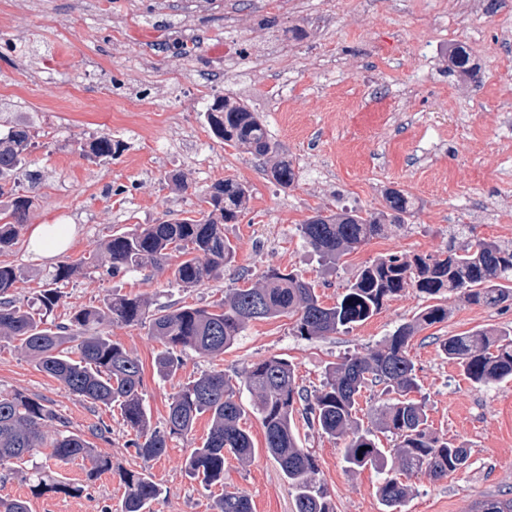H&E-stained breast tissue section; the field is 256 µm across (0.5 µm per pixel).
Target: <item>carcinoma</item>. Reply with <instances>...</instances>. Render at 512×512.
<instances>
[{"label": "carcinoma", "instance_id": "1", "mask_svg": "<svg viewBox=\"0 0 512 512\" xmlns=\"http://www.w3.org/2000/svg\"><path fill=\"white\" fill-rule=\"evenodd\" d=\"M205 117L212 133L230 146L255 157L274 159L268 173L288 188L295 172L288 154L273 142L259 114L247 104L217 95ZM32 146L28 129L12 126L0 131V253L10 250L26 224L33 199L20 193L18 174ZM88 159L112 156V138L99 136L81 146ZM247 188L232 179L214 183L206 192L207 209L200 218H183L166 224H147L115 232L101 245L108 270H163L170 253L182 260L171 268L175 281L193 288L224 277L232 252L224 240V225L235 222L245 210ZM382 210L363 213L342 208L336 213H316L301 225L306 242L325 264L336 266L341 256L381 235L386 225L402 224L413 202L392 190L385 194ZM23 271L0 264V339L16 344L47 375L70 393L92 404L116 406L136 434L131 442L144 461L161 457L173 437H187L196 420L208 415L210 426L202 444L185 461L186 474L206 487L224 483V461L232 455L245 464L255 448L241 425L244 410L238 402L240 387L253 397V409L265 433L267 453L277 462L294 493L296 512H334L327 491L316 481V456L300 445L296 417L333 438L345 441L343 459L356 471L373 467L386 471L377 487L385 512H400L412 493L407 479L425 474L441 480L464 467L470 451L437 434L428 423L422 403L410 397L418 390L416 366L409 345L416 333L448 319V307L426 306L411 321L399 326L375 347L356 352L331 364L322 388L310 394L297 382L295 367L284 358L270 356L232 379L213 369L183 384L168 403L164 429L151 426L142 393L140 360L112 337L101 333L106 323L146 325L159 341L154 365L159 376L173 378L182 367L181 354L193 351L217 357L230 349L246 324L281 316L294 319L296 332L315 339L347 333L378 314L392 297L414 288L429 296L441 291L462 293L470 304L488 308L512 304V244L477 238L468 224H457L449 233L448 249L411 258L389 255L366 266L336 303L326 306L316 288L292 272L272 269L263 281L249 288H229L213 308L163 306L150 308L139 297L114 296L101 307L75 309L59 323L50 320L60 306L57 288H44L21 304L13 290ZM440 348L473 383L492 384L512 378V328L479 329L443 340ZM387 395L369 423L360 418L358 399L373 386ZM56 424L53 437L45 428ZM395 437L391 456L377 446L374 431ZM366 451H360V448ZM38 448L51 449L59 461L89 457L92 472L109 469L106 458L96 454L81 433L67 429V422L44 399L22 392L0 395V466L20 461ZM123 512H146L163 489L151 476L127 470ZM55 490L78 495L82 487L35 474L32 491ZM217 512H251L249 497L226 491L215 502ZM475 512H512V498L477 503Z\"/></svg>", "mask_w": 512, "mask_h": 512}]
</instances>
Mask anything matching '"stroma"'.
<instances>
[{"label": "stroma", "instance_id": "35a3bbf8", "mask_svg": "<svg viewBox=\"0 0 512 512\" xmlns=\"http://www.w3.org/2000/svg\"><path fill=\"white\" fill-rule=\"evenodd\" d=\"M458 46L474 79L451 69ZM216 94L260 113L293 164L290 188L211 133L204 111ZM17 124L33 137L20 187L34 199L17 244L0 254V262L26 271L17 301L48 283L60 263L97 252L112 233L197 215L208 188L230 178L250 197L237 222L224 227L233 259L223 278L185 288L167 271L111 275L81 266L61 283L55 317L115 295L142 296L156 308L208 306L274 268L311 282L330 306L378 258L445 251L453 225L512 242V0H481L475 10L465 0H0V130ZM462 124L473 130L464 140ZM105 134L118 141L116 153L84 158L81 145ZM177 173L187 190H173ZM390 190L412 200V217L327 268L301 224L343 206L383 209ZM36 224L73 225L68 248L50 259L31 253ZM431 303L411 288L350 333L312 340L295 332L292 319L253 320L219 358L184 353L171 379L155 372L160 345L147 328L115 322L102 330L142 363L147 414L161 429L171 395L201 373L218 367L234 376L279 356L313 391L329 364L375 346ZM446 303L447 320L410 343L419 380L413 397L433 430L465 444L470 458L448 478H411L402 512H474L482 500L512 498V379L471 383L439 349L450 336L512 326V306L489 309L456 294ZM17 391L50 402L73 432L107 424L108 440L94 445L112 468L95 475L90 460L56 461L41 448L22 468L0 469V498H21L43 512H122L120 473L144 468L163 488L149 512H214L226 489L244 491L253 512H295L248 391L238 401L255 456L245 465L227 457L223 485L210 488L184 468L208 418L192 437L170 439L163 456L143 461L128 445L135 433L119 409L80 400L1 340L0 394ZM299 436L317 457L316 480L336 512H383L380 471H347L343 441L321 431L303 426ZM39 469L83 493L33 495L29 477Z\"/></svg>", "mask_w": 512, "mask_h": 512}]
</instances>
